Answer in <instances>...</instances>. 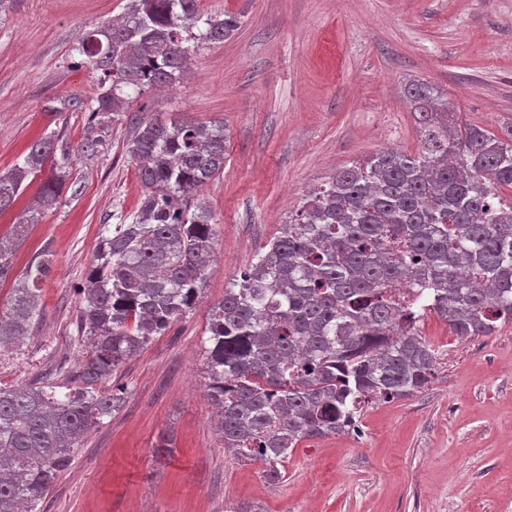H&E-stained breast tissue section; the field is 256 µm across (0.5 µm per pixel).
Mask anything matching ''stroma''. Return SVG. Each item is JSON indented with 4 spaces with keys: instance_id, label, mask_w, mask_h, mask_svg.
<instances>
[{
    "instance_id": "35a3bbf8",
    "label": "stroma",
    "mask_w": 512,
    "mask_h": 512,
    "mask_svg": "<svg viewBox=\"0 0 512 512\" xmlns=\"http://www.w3.org/2000/svg\"><path fill=\"white\" fill-rule=\"evenodd\" d=\"M127 0H9L0 14V171L47 125L70 147L81 112L49 120L50 101L93 93L74 46ZM238 17L224 42L199 49L166 91L118 113L91 158L75 156L78 198L63 196L13 256L21 272L52 254L34 336L0 349V388L62 383L90 349L75 320L110 214L141 201L126 150L131 118L224 124V171L201 195L222 268L199 304L113 376L127 397L84 437L42 512H512V324L458 339L438 315L419 328L437 350L430 382L366 405L353 430L301 441L281 483L225 452L204 362L211 307L279 235L305 195L336 171L393 148H421L410 82L447 93L463 121L501 134L512 123V0H199ZM172 442L158 456L160 438Z\"/></svg>"
}]
</instances>
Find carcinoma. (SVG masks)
<instances>
[{
  "label": "carcinoma",
  "mask_w": 512,
  "mask_h": 512,
  "mask_svg": "<svg viewBox=\"0 0 512 512\" xmlns=\"http://www.w3.org/2000/svg\"><path fill=\"white\" fill-rule=\"evenodd\" d=\"M238 27L234 16L202 12L198 0H127L119 18L73 47L95 75L93 96H70L48 114L89 113L79 151L90 157L111 115L175 82L202 46ZM406 94L422 150L382 151L337 170L210 309L207 391L217 431L237 458L262 462L273 484L301 440L345 432L365 404L430 382L437 352L419 332L425 315L444 318L460 339L512 323V203L500 197L512 188V127L498 136L462 121L428 83ZM128 153L143 196L137 210L102 225L79 313L87 358L68 371L63 393L0 389V512H40L74 448L124 400L123 389L100 385L194 309L211 274L214 218L196 193L224 170V124L150 118ZM47 164L51 177L0 236V282L12 278L0 345L28 336L52 266L43 251L11 276L16 247L64 190H81L58 129L0 172L3 213ZM400 287L413 289L411 300L396 298Z\"/></svg>",
  "instance_id": "carcinoma-1"
}]
</instances>
